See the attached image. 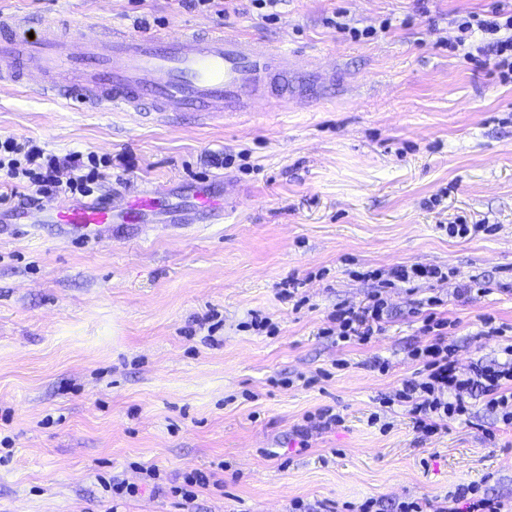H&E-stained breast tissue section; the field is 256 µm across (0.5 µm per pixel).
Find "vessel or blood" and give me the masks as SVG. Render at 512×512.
Instances as JSON below:
<instances>
[{"label": "vessel or blood", "instance_id": "obj_1", "mask_svg": "<svg viewBox=\"0 0 512 512\" xmlns=\"http://www.w3.org/2000/svg\"><path fill=\"white\" fill-rule=\"evenodd\" d=\"M35 96L53 95L78 110L200 112L237 116L275 98L280 111L307 110L314 90L336 81L335 69L248 35L186 30L174 36L134 33L109 24L78 37L43 19L0 15V82ZM146 192L133 206L90 203L58 208L60 232L98 238L101 226L149 206Z\"/></svg>", "mask_w": 512, "mask_h": 512}]
</instances>
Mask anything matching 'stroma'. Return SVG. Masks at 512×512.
Returning <instances> with one entry per match:
<instances>
[{
    "label": "stroma",
    "mask_w": 512,
    "mask_h": 512,
    "mask_svg": "<svg viewBox=\"0 0 512 512\" xmlns=\"http://www.w3.org/2000/svg\"><path fill=\"white\" fill-rule=\"evenodd\" d=\"M492 2L283 0L270 22L178 0H0L75 31H239L336 64L310 110L266 104L232 119L77 111L0 87V136L111 156L94 202L161 189L91 246L60 235L56 198L13 215L0 180V512H292L296 500L341 512L369 498L393 512L470 483L512 501V430L484 406L426 439L401 407L389 431L367 423L418 369L419 300L442 298L459 368L502 358L483 317L512 336V83L448 50L456 19ZM336 17L377 34L352 40ZM460 218L491 230L448 237ZM398 265L450 276L385 289L371 344L324 335L336 306L376 289L360 271ZM291 277L299 307L279 295ZM473 277L487 292L458 295ZM255 313L275 333L249 329ZM377 356L389 371L371 368ZM327 408L343 423L312 428ZM212 468L223 488L197 489L192 504L172 494L175 478ZM113 476L138 495L113 504Z\"/></svg>",
    "instance_id": "obj_1"
}]
</instances>
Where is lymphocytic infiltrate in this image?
<instances>
[{
    "instance_id": "f902f5d3",
    "label": "lymphocytic infiltrate",
    "mask_w": 512,
    "mask_h": 512,
    "mask_svg": "<svg viewBox=\"0 0 512 512\" xmlns=\"http://www.w3.org/2000/svg\"><path fill=\"white\" fill-rule=\"evenodd\" d=\"M456 45L474 42L477 55L492 53L502 81L512 82V13L501 10L480 16L471 14L459 20ZM111 160L75 151L65 158L49 153L36 140L0 137V172L19 186L18 207L38 202L40 197L66 194L70 197H89L100 187L105 168ZM68 178H61V170ZM367 278L378 281L380 291L370 294L358 306H340L330 319L336 329L337 341L374 342L384 331L387 302L382 288L394 282L411 283L417 280L443 281L448 277L442 267L395 266L367 271ZM442 300L428 297L420 313L422 330L429 341L414 349L413 360L419 370L402 380L393 395L382 398L385 407L406 408L414 430L425 437L442 432L445 422L468 416L474 403L512 425V343L503 352L505 361L497 364L471 363L467 371H459L454 359L455 348L443 337L447 318L438 308ZM395 512H512V504L482 491L474 484L463 485L438 502L414 498L399 501Z\"/></svg>"
}]
</instances>
